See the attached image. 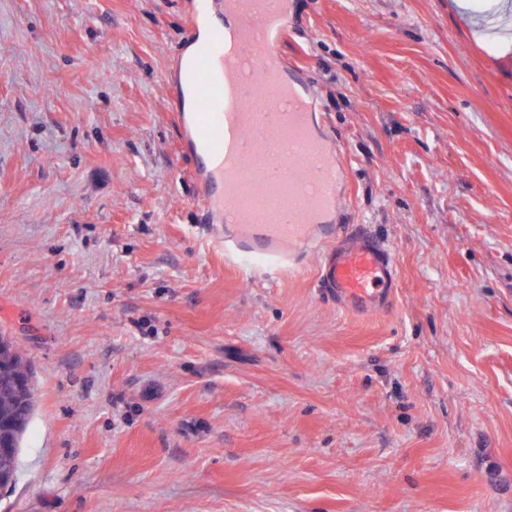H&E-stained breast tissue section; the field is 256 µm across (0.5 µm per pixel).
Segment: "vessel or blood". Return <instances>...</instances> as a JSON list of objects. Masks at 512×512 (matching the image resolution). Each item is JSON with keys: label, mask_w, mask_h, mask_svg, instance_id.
Returning a JSON list of instances; mask_svg holds the SVG:
<instances>
[{"label": "vessel or blood", "mask_w": 512, "mask_h": 512, "mask_svg": "<svg viewBox=\"0 0 512 512\" xmlns=\"http://www.w3.org/2000/svg\"><path fill=\"white\" fill-rule=\"evenodd\" d=\"M241 0H225L233 14L234 40L245 48L237 66H229L222 29L199 43L193 76V130L181 146L196 162L197 210L215 214L224 231L210 234L211 247L232 264L249 269L285 271L304 257L317 263L324 297L348 313L375 316L388 310L398 267L389 249L369 234L343 231L331 223L339 203V168L334 142L320 137L305 110L299 89L285 82L281 66L265 64L287 33L283 13L249 22ZM274 95L275 109L288 115V192L270 181L252 178L264 162L266 142L259 113L245 111L243 92Z\"/></svg>", "instance_id": "b4317fda"}]
</instances>
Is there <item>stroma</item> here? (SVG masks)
I'll return each mask as SVG.
<instances>
[{"mask_svg": "<svg viewBox=\"0 0 512 512\" xmlns=\"http://www.w3.org/2000/svg\"><path fill=\"white\" fill-rule=\"evenodd\" d=\"M191 0H0V333L37 406L0 512H512V0H288L395 255L358 318L314 260L206 242L181 152Z\"/></svg>", "mask_w": 512, "mask_h": 512, "instance_id": "1", "label": "stroma"}]
</instances>
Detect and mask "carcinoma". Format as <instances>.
<instances>
[{
  "instance_id": "carcinoma-1",
  "label": "carcinoma",
  "mask_w": 512,
  "mask_h": 512,
  "mask_svg": "<svg viewBox=\"0 0 512 512\" xmlns=\"http://www.w3.org/2000/svg\"><path fill=\"white\" fill-rule=\"evenodd\" d=\"M36 407L34 373L12 337L0 335V442L13 454L0 459V492L16 483L22 442Z\"/></svg>"
}]
</instances>
